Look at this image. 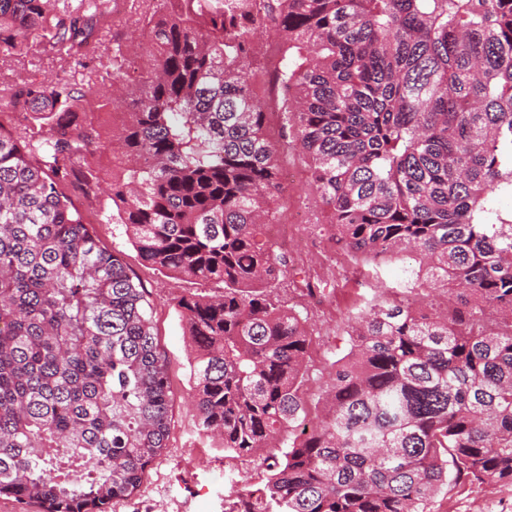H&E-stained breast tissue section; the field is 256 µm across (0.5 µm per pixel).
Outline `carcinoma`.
<instances>
[{
  "mask_svg": "<svg viewBox=\"0 0 512 512\" xmlns=\"http://www.w3.org/2000/svg\"><path fill=\"white\" fill-rule=\"evenodd\" d=\"M129 6L125 29L110 0H0V115L30 114L0 121V496L108 512L167 446L145 289L67 195L98 190L86 113L119 108L108 221L152 267L222 285L177 307L197 430L270 472L232 512H430L451 483L512 486V0ZM44 41L73 78L8 74ZM272 90L328 238L366 263L421 256L358 313L311 427L312 337L274 294L289 267L267 235Z\"/></svg>",
  "mask_w": 512,
  "mask_h": 512,
  "instance_id": "obj_1",
  "label": "carcinoma"
}]
</instances>
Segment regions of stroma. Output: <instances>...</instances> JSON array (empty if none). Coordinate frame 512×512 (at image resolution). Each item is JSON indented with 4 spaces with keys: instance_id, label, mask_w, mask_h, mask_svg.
I'll use <instances>...</instances> for the list:
<instances>
[{
    "instance_id": "stroma-1",
    "label": "stroma",
    "mask_w": 512,
    "mask_h": 512,
    "mask_svg": "<svg viewBox=\"0 0 512 512\" xmlns=\"http://www.w3.org/2000/svg\"><path fill=\"white\" fill-rule=\"evenodd\" d=\"M286 164L301 174L289 191L290 199L302 203L313 221L303 228L304 235L317 238L319 247L329 248L316 223L322 206L307 178V160L300 152L285 156ZM91 166L99 182L96 197L87 199L73 194L76 207L88 216L90 228L99 243L119 254L137 276L147 292L153 310L154 331L159 346L169 362V378L174 392L171 428L166 448L148 467L145 479L134 496L112 503V512H231L241 488L258 490L267 481L268 473L259 461L237 456L224 450L217 442L197 431L190 405L192 382L188 366L190 343L182 329L177 311V297L195 291L196 283L177 279L145 265L129 241L125 228L108 223L106 214L112 210L109 187L112 175L107 157L92 158ZM411 258H395L381 264H360L357 270L363 284L351 301L345 302L332 320L312 313L307 302L298 308L310 315L313 337L311 367L305 383L309 399L321 395L329 365L349 350L352 309L355 302L393 298L413 267ZM431 512H512V489L472 485L448 487L436 496Z\"/></svg>"
}]
</instances>
